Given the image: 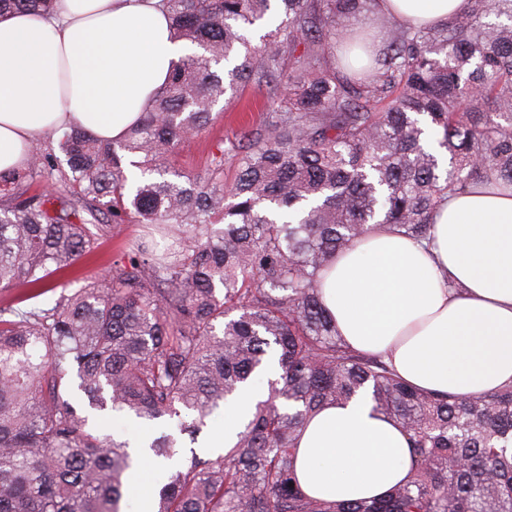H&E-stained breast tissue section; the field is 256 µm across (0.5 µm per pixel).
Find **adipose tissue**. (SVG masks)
I'll list each match as a JSON object with an SVG mask.
<instances>
[{
    "mask_svg": "<svg viewBox=\"0 0 512 512\" xmlns=\"http://www.w3.org/2000/svg\"><path fill=\"white\" fill-rule=\"evenodd\" d=\"M469 0H377L405 25L439 27ZM162 0H60L58 11L0 16V171L24 169L36 138L80 126L123 139L188 54ZM322 301L355 350L389 357L422 390L468 397L512 384V185L449 197L429 240L374 227L321 274ZM401 426L363 396L306 424L296 470L314 498H379L402 484Z\"/></svg>",
    "mask_w": 512,
    "mask_h": 512,
    "instance_id": "obj_1",
    "label": "adipose tissue"
}]
</instances>
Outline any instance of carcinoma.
Wrapping results in <instances>:
<instances>
[{"instance_id":"carcinoma-1","label":"carcinoma","mask_w":512,"mask_h":512,"mask_svg":"<svg viewBox=\"0 0 512 512\" xmlns=\"http://www.w3.org/2000/svg\"><path fill=\"white\" fill-rule=\"evenodd\" d=\"M58 0H0V14ZM373 0H166L174 37L197 48L118 144L66 129L59 154L0 172V512H124L135 467L112 414L173 420L148 443L162 471L153 512H512V385L472 397L405 382L354 350L320 275L371 224L427 240L448 194L512 184V0H470L442 28H394L377 50L348 23ZM274 84L267 120L183 185L169 160L245 83ZM141 178L125 194L124 156ZM35 174L65 194L25 196ZM127 219L170 229L101 280L56 292L54 275ZM58 294L50 298L48 294ZM275 351L280 368L231 447L181 452ZM96 418L70 403L71 378ZM370 392L409 441L408 479L385 497L314 499L298 442L321 408Z\"/></svg>"}]
</instances>
